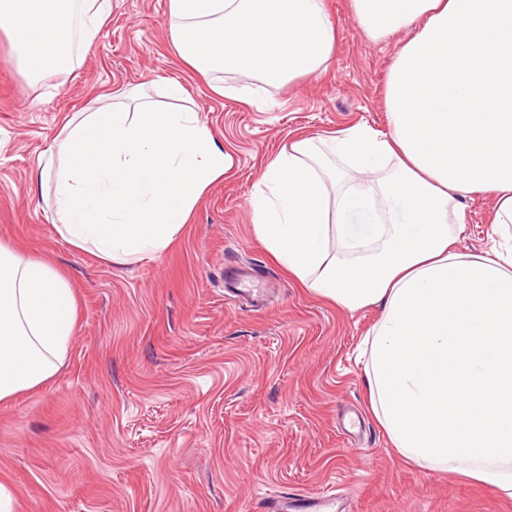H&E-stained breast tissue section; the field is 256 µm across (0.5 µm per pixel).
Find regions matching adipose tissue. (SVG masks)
I'll return each instance as SVG.
<instances>
[{
	"instance_id": "ef3b65f1",
	"label": "adipose tissue",
	"mask_w": 512,
	"mask_h": 512,
	"mask_svg": "<svg viewBox=\"0 0 512 512\" xmlns=\"http://www.w3.org/2000/svg\"><path fill=\"white\" fill-rule=\"evenodd\" d=\"M369 39L404 30L388 132L290 139L249 205L275 262L349 311L381 310L359 357L369 409L407 462L512 497V0H351ZM112 0H0L32 77L73 68ZM173 54L194 73L285 86L330 61L327 0H169ZM68 116L40 162L52 222L114 266L166 250L232 165L178 81ZM489 193L493 244L460 252L466 202ZM77 321L49 262L0 244V403L61 370Z\"/></svg>"
}]
</instances>
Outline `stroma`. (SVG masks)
<instances>
[{
  "mask_svg": "<svg viewBox=\"0 0 512 512\" xmlns=\"http://www.w3.org/2000/svg\"><path fill=\"white\" fill-rule=\"evenodd\" d=\"M328 8L326 69L285 87L228 75L223 96L172 54L168 0H112L78 66L38 81L0 29V243L51 263L79 301L60 373L0 403V482L16 512H266L269 497L324 487L342 512H512V497L396 453L357 360L379 310L317 297L255 231L250 195L290 133L389 129L386 84L406 31L374 42L350 0ZM170 80L232 167L168 249L112 266L58 235L39 160L67 115ZM493 206L486 193L468 201L460 251L491 247Z\"/></svg>",
  "mask_w": 512,
  "mask_h": 512,
  "instance_id": "35a3bbf8",
  "label": "stroma"
}]
</instances>
